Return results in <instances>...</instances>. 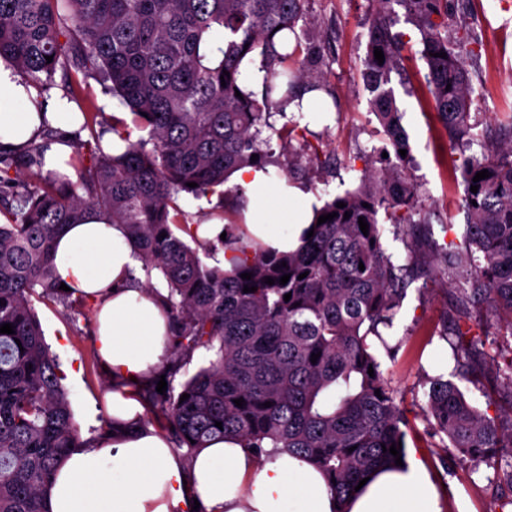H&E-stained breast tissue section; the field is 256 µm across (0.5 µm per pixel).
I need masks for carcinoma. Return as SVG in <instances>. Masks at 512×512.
<instances>
[{
    "label": "carcinoma",
    "instance_id": "1",
    "mask_svg": "<svg viewBox=\"0 0 512 512\" xmlns=\"http://www.w3.org/2000/svg\"><path fill=\"white\" fill-rule=\"evenodd\" d=\"M375 2L363 64L371 111L397 162L315 210L309 224L314 235L286 254L264 248L235 218L213 212L234 228L223 245L242 254L226 270L199 255H210L211 243L193 248L185 242L191 230L181 222L175 197L204 195L240 167L269 164L266 129L285 149L303 137L299 123L277 129L269 118L286 115L292 104L303 108L293 103L299 82L324 87L317 60L309 55L299 61L307 33L297 27L306 20V0H0V59L24 83L49 89L60 71L74 101L93 79L121 98L132 124L148 134L133 141L126 123L114 122L112 133L125 147L105 152L100 112L88 101L81 113L92 140L73 145L75 183L43 173L41 144L21 153L0 147V193L11 197L0 208V326L14 329L0 334V512H49L52 476L72 449L85 445L30 298L84 305L60 289L50 246L66 225L81 223L90 212L125 225L144 271H160L167 284L161 299L173 353L163 366L165 378L175 377L199 351L211 356L176 393L140 383L136 391L151 418L134 426L154 424L190 452L230 437L258 456L269 455V448L303 456L329 481L336 512H347L360 480L396 465L383 448L404 443L406 410L396 402L373 339L383 340L379 327L393 325L410 289L426 290L437 275L434 258L458 287L459 300L452 329L438 332L444 341L450 331L455 336L453 367L423 382L432 436L475 469L492 455L508 458L499 482L512 488V360L504 370L496 367L503 378L496 394L508 405L502 421L482 414L458 385L487 364V317L512 337V114L496 129L501 147L489 146L491 131L470 123L474 87L457 52L461 40L448 36V22L457 7L470 11L473 0ZM397 6L419 31L435 112L464 149L480 148L461 169L458 244L417 235L431 214L418 207L404 171L399 150L407 149L408 139L388 87L405 46L404 33L394 30ZM377 48L384 54L381 65ZM441 52L446 57H438ZM256 54L264 72L259 100L243 89L240 71L242 61ZM482 170L490 176L473 182ZM333 212L336 217L317 224ZM383 219L404 235L406 262L393 260L384 247ZM285 274L290 279L282 285ZM267 277L274 284L265 283ZM246 285L257 291L243 292ZM184 394L189 398L182 401ZM240 398L238 407L234 400Z\"/></svg>",
    "mask_w": 512,
    "mask_h": 512
}]
</instances>
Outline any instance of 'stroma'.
<instances>
[{
	"label": "stroma",
	"mask_w": 512,
	"mask_h": 512,
	"mask_svg": "<svg viewBox=\"0 0 512 512\" xmlns=\"http://www.w3.org/2000/svg\"><path fill=\"white\" fill-rule=\"evenodd\" d=\"M375 10L374 0H307L309 47L324 60L325 85L338 108L326 114L307 113L301 124L307 140L320 144L329 162L323 167L311 163L296 144L288 154L278 155L269 169L303 186L319 206L356 189L366 169L386 164L389 144L370 111L372 93L363 67L368 26ZM457 23L475 41L473 51L462 54L475 88L471 118L482 125L494 124L504 113H512V0H475L472 13L458 18ZM396 28L405 35V47L401 63L391 74V85L410 145L406 173L417 188L419 207L433 214L432 238L444 244L453 238L448 218L457 213L464 195L459 170L462 157L431 108L425 82L427 65L415 25L402 17ZM240 202L238 187L231 185L223 197L206 206L190 194H179L176 199L189 224L208 222L210 212L232 211ZM455 304L456 291L442 276L425 293L409 292L388 330L389 342L398 352L392 357L381 348L377 357L392 388L403 397L409 419L406 454L426 465L442 512H500L503 498L496 479L498 460L475 470L469 462L451 459L430 437L422 412L426 404L423 378L437 373L448 350L447 343L434 338L432 332L442 327ZM31 307L61 367L74 369L62 385L82 439H94L108 417L104 395L111 387L108 369L94 357V309L88 304L68 311L37 296L32 297Z\"/></svg>",
	"instance_id": "obj_1"
}]
</instances>
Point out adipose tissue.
<instances>
[{"mask_svg":"<svg viewBox=\"0 0 512 512\" xmlns=\"http://www.w3.org/2000/svg\"><path fill=\"white\" fill-rule=\"evenodd\" d=\"M39 91L0 62V145L18 148L43 126L61 130L45 144L44 169L71 174V136L83 120L66 98L32 104ZM230 182L239 186L246 229L279 252L297 248L312 216L302 187L245 167ZM53 265L73 296L96 307V346L112 376L106 411L124 423L142 406L132 381L157 367L169 344L170 326L154 293L132 286L142 263L124 225L91 217L57 237ZM335 512L336 500L319 470L302 457L278 452L260 460L236 440L217 439L190 462L173 451L166 435L144 429L116 432L73 449L52 479L50 512ZM350 512H441L423 463L409 459L383 469L352 498Z\"/></svg>","mask_w":512,"mask_h":512,"instance_id":"adipose-tissue-1","label":"adipose tissue"}]
</instances>
